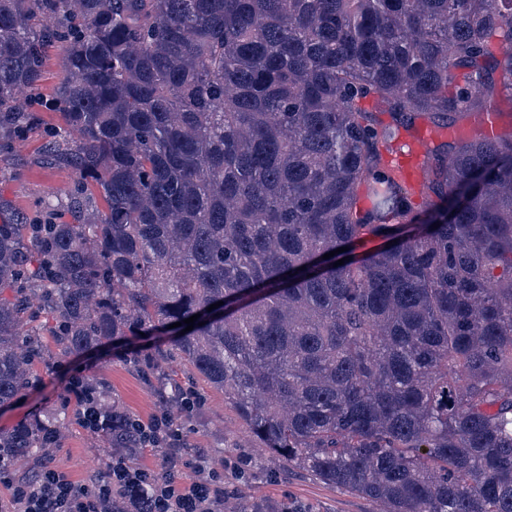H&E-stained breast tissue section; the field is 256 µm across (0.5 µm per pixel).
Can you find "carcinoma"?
I'll use <instances>...</instances> for the list:
<instances>
[{
  "label": "carcinoma",
  "instance_id": "obj_1",
  "mask_svg": "<svg viewBox=\"0 0 512 512\" xmlns=\"http://www.w3.org/2000/svg\"><path fill=\"white\" fill-rule=\"evenodd\" d=\"M56 44L76 179L43 232L0 203V406L47 338L167 336L288 466L381 512H512V132L426 147L419 224L381 166L512 92V0H0V161Z\"/></svg>",
  "mask_w": 512,
  "mask_h": 512
}]
</instances>
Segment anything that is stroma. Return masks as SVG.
<instances>
[{"mask_svg":"<svg viewBox=\"0 0 512 512\" xmlns=\"http://www.w3.org/2000/svg\"><path fill=\"white\" fill-rule=\"evenodd\" d=\"M63 52L50 47L45 59V79L34 109L43 129L33 131L7 161L0 164V200L20 217L32 219L40 202L64 192L75 178L73 169L44 163L50 143L45 129H61L64 122L54 106ZM161 339L121 336L84 355L55 362L41 384L24 392L10 405L0 407V430L22 423L44 421L59 413L73 378L106 384L113 408L142 422L162 412L174 414L188 433L183 471L186 481L198 476L197 449H204L208 467L223 471L224 485L235 492L224 512H374L373 503L322 484L308 471L292 470L255 439L222 392L196 373L177 355L161 356ZM191 388L201 397L193 413L180 414L176 395ZM52 466L76 482L100 472L101 450L94 434L85 429L76 409H69L58 424V442L48 454Z\"/></svg>","mask_w":512,"mask_h":512,"instance_id":"35a3bbf8","label":"stroma"}]
</instances>
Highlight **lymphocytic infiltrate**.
<instances>
[{"label":"lymphocytic infiltrate","instance_id":"obj_1","mask_svg":"<svg viewBox=\"0 0 512 512\" xmlns=\"http://www.w3.org/2000/svg\"><path fill=\"white\" fill-rule=\"evenodd\" d=\"M138 444L163 448L162 471L134 466L128 457L113 460L105 480L80 485L56 469L42 467L37 478L17 474L13 464L0 463V485L6 487L17 512H222L224 484L219 475L203 469L198 480L179 482L180 450L184 435L169 416L135 424Z\"/></svg>","mask_w":512,"mask_h":512}]
</instances>
